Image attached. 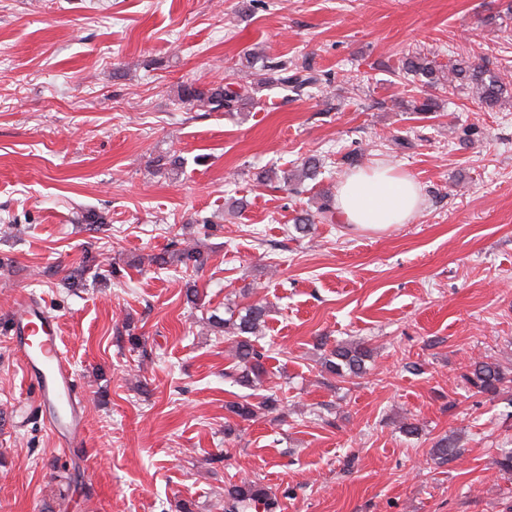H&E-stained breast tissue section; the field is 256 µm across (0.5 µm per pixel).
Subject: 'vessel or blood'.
Returning a JSON list of instances; mask_svg holds the SVG:
<instances>
[{"mask_svg":"<svg viewBox=\"0 0 512 512\" xmlns=\"http://www.w3.org/2000/svg\"><path fill=\"white\" fill-rule=\"evenodd\" d=\"M14 350L43 405V416L60 444H82L85 413L77 394L74 371L44 307L24 304L13 322Z\"/></svg>","mask_w":512,"mask_h":512,"instance_id":"vessel-or-blood-1","label":"vessel or blood"}]
</instances>
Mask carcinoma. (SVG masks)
Returning a JSON list of instances; mask_svg holds the SVG:
<instances>
[{
	"mask_svg": "<svg viewBox=\"0 0 512 512\" xmlns=\"http://www.w3.org/2000/svg\"><path fill=\"white\" fill-rule=\"evenodd\" d=\"M262 67L270 72V76L256 82V87L243 86L232 89L224 86H201L194 83L180 86L179 97L196 107L208 112L240 111L245 105L253 101L255 89L276 84L285 88L298 90L313 85L322 84V74L306 65H296L286 60L277 62H264ZM448 89L456 88V83L466 85L472 96L479 103L489 108L496 106L502 99L512 98V77L507 71L494 69L490 63H469L463 59H450L448 65ZM429 56L416 52L406 58L403 70L422 79L423 85L434 87L438 85L439 73L444 68ZM321 174L319 163L312 159L304 163L300 169L282 178L287 185H300L306 180H314ZM160 264L178 262L187 268L199 270L208 261V254L196 250L180 252L173 250L157 258ZM267 307L263 304H250L238 312L230 313V317L221 318L217 325L224 328V333L234 338L233 365L225 375L236 384L244 387H254L262 382L267 374V351L255 345V337L259 336L266 322ZM372 356V349L363 342L341 343L336 345L329 355L323 358L322 366L332 375L340 378L356 377L365 370V361ZM465 381L479 393L500 392V386L505 382V374L500 366L494 362H479L473 369L464 375ZM276 399L268 396L256 406L247 401H234L226 405V409L233 415L250 420L257 415V408L271 410ZM460 449L455 447L451 438L439 440L433 448L432 460L436 464H444L455 459ZM277 501L272 498L268 488L263 484L242 480L238 484L230 485L224 493V512H272Z\"/></svg>",
	"mask_w": 512,
	"mask_h": 512,
	"instance_id": "1",
	"label": "carcinoma"
}]
</instances>
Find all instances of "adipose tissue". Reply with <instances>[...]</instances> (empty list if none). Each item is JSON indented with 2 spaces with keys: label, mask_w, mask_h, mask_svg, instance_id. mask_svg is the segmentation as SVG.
<instances>
[{
  "label": "adipose tissue",
  "mask_w": 512,
  "mask_h": 512,
  "mask_svg": "<svg viewBox=\"0 0 512 512\" xmlns=\"http://www.w3.org/2000/svg\"><path fill=\"white\" fill-rule=\"evenodd\" d=\"M339 218L363 230L382 231L407 223L419 210L418 186L392 167L349 176L336 196Z\"/></svg>",
  "instance_id": "1"
}]
</instances>
